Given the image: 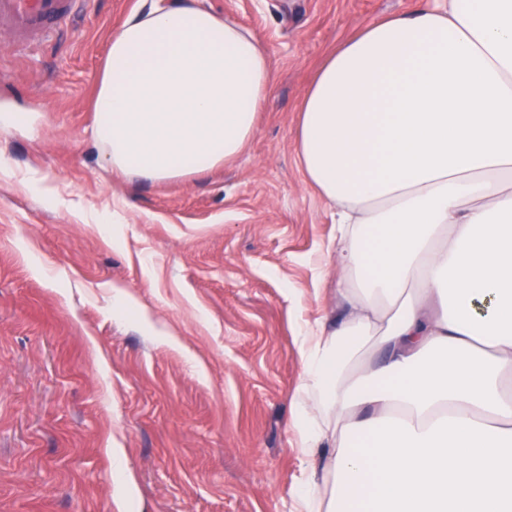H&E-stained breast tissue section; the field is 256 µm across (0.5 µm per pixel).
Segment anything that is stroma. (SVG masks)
<instances>
[{"mask_svg":"<svg viewBox=\"0 0 512 512\" xmlns=\"http://www.w3.org/2000/svg\"><path fill=\"white\" fill-rule=\"evenodd\" d=\"M138 2L90 0L57 47L0 51V512H300L298 334L332 308L336 226L298 107L333 48L419 0H197L275 80L238 158L169 181L104 169L92 137Z\"/></svg>","mask_w":512,"mask_h":512,"instance_id":"stroma-1","label":"stroma"}]
</instances>
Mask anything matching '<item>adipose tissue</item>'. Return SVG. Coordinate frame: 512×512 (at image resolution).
Masks as SVG:
<instances>
[{"mask_svg":"<svg viewBox=\"0 0 512 512\" xmlns=\"http://www.w3.org/2000/svg\"><path fill=\"white\" fill-rule=\"evenodd\" d=\"M273 82L235 22L141 0L98 89L101 160L155 181L227 163ZM299 110L342 271L337 315L299 345L305 512H512V0L374 20L325 57ZM369 341L379 359L355 363Z\"/></svg>","mask_w":512,"mask_h":512,"instance_id":"adipose-tissue-1","label":"adipose tissue"}]
</instances>
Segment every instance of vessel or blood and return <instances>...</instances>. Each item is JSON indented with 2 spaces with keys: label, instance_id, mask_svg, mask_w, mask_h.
Wrapping results in <instances>:
<instances>
[{
  "label": "vessel or blood",
  "instance_id": "b4317fda",
  "mask_svg": "<svg viewBox=\"0 0 512 512\" xmlns=\"http://www.w3.org/2000/svg\"><path fill=\"white\" fill-rule=\"evenodd\" d=\"M86 0H0V32L11 50L46 44L69 36L71 18L83 12Z\"/></svg>",
  "mask_w": 512,
  "mask_h": 512
}]
</instances>
